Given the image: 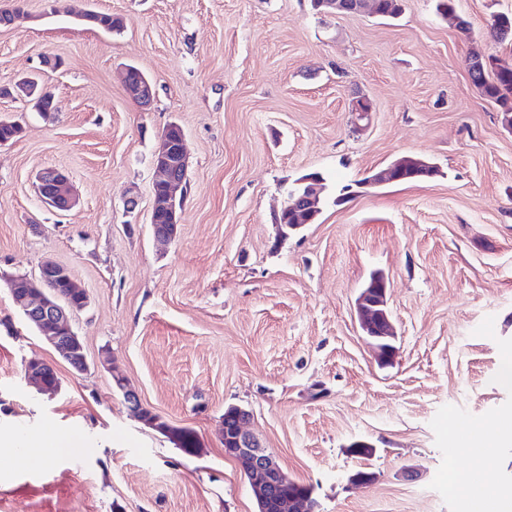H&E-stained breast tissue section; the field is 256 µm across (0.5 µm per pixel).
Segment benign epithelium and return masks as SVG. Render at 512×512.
Returning <instances> with one entry per match:
<instances>
[{
    "label": "benign epithelium",
    "mask_w": 512,
    "mask_h": 512,
    "mask_svg": "<svg viewBox=\"0 0 512 512\" xmlns=\"http://www.w3.org/2000/svg\"><path fill=\"white\" fill-rule=\"evenodd\" d=\"M316 9L325 14H357L367 11L374 15L395 17L399 11L398 0H389L384 10L377 11L376 0H312ZM125 89L129 97L135 99L143 108L151 106L155 98V87L150 79L130 78L125 71ZM185 134L176 122L163 129L158 138L154 153L153 166L155 178L152 186L157 191L151 193V227L153 236L159 241L175 238L180 221V211L184 200L185 178L181 173L187 171V158L184 148ZM435 174L434 166L424 160L403 157L387 167L373 173L367 179L371 186H381L398 182L404 178ZM38 195L49 209L68 211L78 203L69 176L56 168L41 170L36 178ZM321 177L310 174L296 180L286 192L280 213L288 215L289 230L302 228V223H310L320 213ZM35 278L23 274L5 276L14 306L21 312L24 320L35 328L68 364L78 362L77 372L87 369L85 347L80 336L73 330L72 314L85 309L89 304L86 289L74 278L69 268L51 259L42 262L38 279L46 284L38 288L33 284ZM66 287L76 297L58 292ZM355 309L361 329L372 338L377 360L389 362L395 356L392 345L395 338L391 311L388 307L387 283L383 276H372L361 290L355 301ZM48 363L40 357L29 358L24 366L28 384L42 393L54 392L58 383H50L45 377ZM116 387L121 391L128 411L134 417L154 429L173 437V427L158 416L146 411L138 394L119 376L114 378ZM236 423L228 427L221 425L224 435V452L241 461L244 474L252 487L257 508L263 510L272 507L276 512H315L312 494L282 493L280 489L296 484L288 476L275 457L262 448L253 434L247 429L250 411L232 406Z\"/></svg>",
    "instance_id": "1"
}]
</instances>
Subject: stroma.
I'll return each mask as SVG.
<instances>
[{"mask_svg":"<svg viewBox=\"0 0 512 512\" xmlns=\"http://www.w3.org/2000/svg\"><path fill=\"white\" fill-rule=\"evenodd\" d=\"M0 26V85L37 74L58 103L42 117L0 96L23 132L0 146V512H256L224 453V409L319 512H473L448 467L475 471L489 503L512 493V132L473 86L470 53L512 61L490 34L512 0H435L395 19L321 15L311 0H88L108 33L46 0ZM154 83L131 100L125 66ZM373 110L358 120L354 97ZM185 132L176 237L156 243L152 164L169 122ZM403 156L423 181L365 186ZM65 170L79 202L46 208L42 169ZM324 178L317 223L274 222L299 177ZM352 197L337 203L341 186ZM137 197L134 212L125 201ZM70 268L89 294L72 318L78 373L15 310L4 275ZM388 284L397 338L379 365L355 313L373 273ZM53 362L38 392L25 360ZM123 375L154 414L191 429L196 453L130 416ZM69 439L58 450V436ZM358 440L376 452L349 451ZM365 468L366 488L347 477Z\"/></svg>","mask_w":512,"mask_h":512,"instance_id":"1","label":"stroma"}]
</instances>
